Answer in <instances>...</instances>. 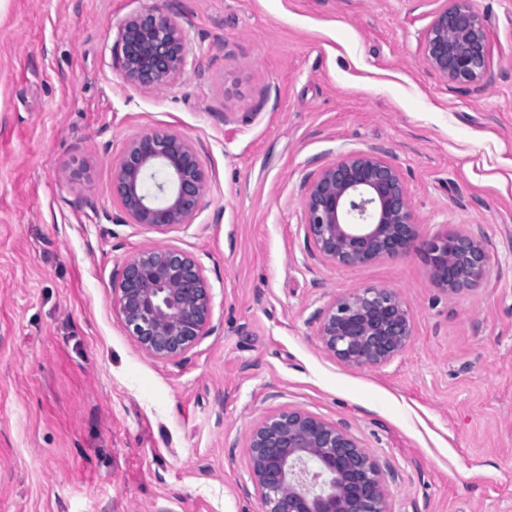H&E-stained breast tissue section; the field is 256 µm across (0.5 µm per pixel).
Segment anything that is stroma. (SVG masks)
Segmentation results:
<instances>
[{"label":"stroma","instance_id":"1","mask_svg":"<svg viewBox=\"0 0 512 512\" xmlns=\"http://www.w3.org/2000/svg\"><path fill=\"white\" fill-rule=\"evenodd\" d=\"M443 0H7L0 9V512H261L247 438L299 409L344 424L383 468L389 512H512V0H472L492 78L426 65ZM187 33L165 90L124 83L131 13ZM197 146L190 227L118 223L114 164L152 130ZM386 151L418 242L470 229L485 277L448 295L421 251L356 266L306 239V181ZM164 242L198 259L213 333L154 359L112 310V280ZM389 288L413 336L353 368L317 336L334 297Z\"/></svg>","mask_w":512,"mask_h":512}]
</instances>
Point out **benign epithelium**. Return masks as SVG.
<instances>
[{
  "label": "benign epithelium",
  "mask_w": 512,
  "mask_h": 512,
  "mask_svg": "<svg viewBox=\"0 0 512 512\" xmlns=\"http://www.w3.org/2000/svg\"><path fill=\"white\" fill-rule=\"evenodd\" d=\"M122 81L160 90L183 74L187 36L177 18L153 7L128 16L117 32ZM427 65L455 88L491 78V45L471 0H444L421 40ZM207 176L196 145L169 130L128 142L115 165L112 199L124 224L167 235L195 223ZM415 213L399 169L381 151L349 153L307 184L305 228L325 260L340 266L394 258L417 248ZM431 278L449 293L485 276L488 253L466 230L422 245ZM112 301L127 333L147 355L184 359L214 331L212 294L198 260L156 244L128 259L112 280ZM413 336L406 303L387 288L335 298L321 313L318 338L352 367L397 357ZM249 464L261 512H388L380 464L338 423L301 410L264 416L251 429Z\"/></svg>",
  "instance_id": "1"
}]
</instances>
